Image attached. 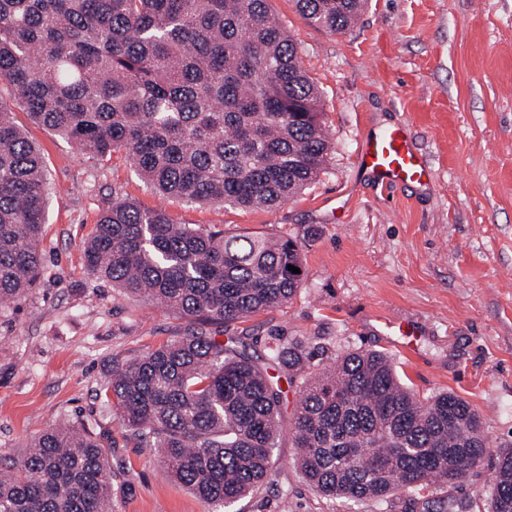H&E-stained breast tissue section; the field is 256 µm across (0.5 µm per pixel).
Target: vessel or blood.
Listing matches in <instances>:
<instances>
[{"label": "vessel or blood", "mask_w": 512, "mask_h": 512, "mask_svg": "<svg viewBox=\"0 0 512 512\" xmlns=\"http://www.w3.org/2000/svg\"><path fill=\"white\" fill-rule=\"evenodd\" d=\"M355 160L360 172L384 188L422 182L430 175L426 160L414 149L406 127L401 124L363 136Z\"/></svg>", "instance_id": "b4317fda"}]
</instances>
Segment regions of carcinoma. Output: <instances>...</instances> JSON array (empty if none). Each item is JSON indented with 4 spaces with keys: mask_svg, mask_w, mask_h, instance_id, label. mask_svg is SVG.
Returning a JSON list of instances; mask_svg holds the SVG:
<instances>
[{
    "mask_svg": "<svg viewBox=\"0 0 512 512\" xmlns=\"http://www.w3.org/2000/svg\"><path fill=\"white\" fill-rule=\"evenodd\" d=\"M310 24L350 27L365 0H296ZM0 78L34 122L90 159L128 157L156 193L186 203L274 209L312 184L332 151L320 93L268 0H0ZM49 182L38 148L0 104V303L24 297L43 266ZM86 269L199 325L112 367L106 398L140 446L210 512H233L271 476L282 389L303 480L330 501L390 504L455 486L488 436L464 398L420 399L378 351L320 372L315 351L278 338L259 358L203 326L296 296L298 242L174 224L113 200L84 246ZM106 450L83 427L50 428L0 470V512H112ZM428 512H465L450 494ZM490 512H512V448L496 453Z\"/></svg>",
    "mask_w": 512,
    "mask_h": 512,
    "instance_id": "cac0c4a2",
    "label": "carcinoma"
}]
</instances>
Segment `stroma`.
Instances as JSON below:
<instances>
[{
    "label": "stroma",
    "mask_w": 512,
    "mask_h": 512,
    "mask_svg": "<svg viewBox=\"0 0 512 512\" xmlns=\"http://www.w3.org/2000/svg\"><path fill=\"white\" fill-rule=\"evenodd\" d=\"M269 9L297 45L321 95L332 143L324 172L276 211L191 204L156 195L123 154L89 159L35 124L0 81V102L41 151L51 182L33 288L0 305V464L20 461L44 430L77 422L107 445L112 512H208L171 478L156 450L137 447L105 403L110 366L186 336L190 319L91 275L83 249L113 198L162 209L177 224L296 238L303 275L285 305L208 331L245 337L253 355L273 337L322 347L312 368L350 350L388 355L419 398L451 391L479 412L491 448L512 447V0H368L330 33L295 0ZM405 124L429 160L427 185L382 189L358 173L360 136ZM290 432L267 484L241 512H421L330 502L306 484ZM492 460L455 491L428 490L488 512Z\"/></svg>",
    "instance_id": "stroma-1"
}]
</instances>
